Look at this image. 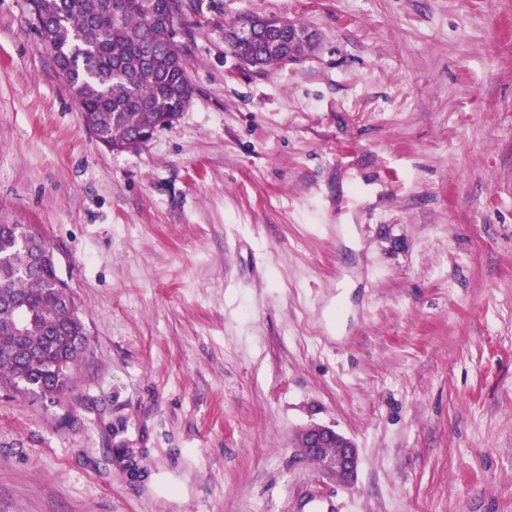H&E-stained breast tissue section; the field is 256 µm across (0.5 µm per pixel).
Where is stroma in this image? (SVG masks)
Segmentation results:
<instances>
[{"label":"stroma","instance_id":"1","mask_svg":"<svg viewBox=\"0 0 512 512\" xmlns=\"http://www.w3.org/2000/svg\"><path fill=\"white\" fill-rule=\"evenodd\" d=\"M179 4L192 100L112 152L0 0V223L89 336L61 401L0 382V512H512V0ZM246 14L318 45L244 66ZM297 448L329 475L345 484H354L360 459L358 448L350 438L329 427L313 426L298 436ZM326 448H336V453L326 458Z\"/></svg>","mask_w":512,"mask_h":512}]
</instances>
